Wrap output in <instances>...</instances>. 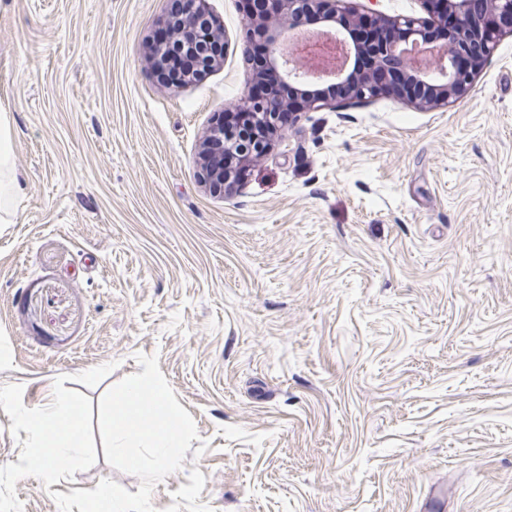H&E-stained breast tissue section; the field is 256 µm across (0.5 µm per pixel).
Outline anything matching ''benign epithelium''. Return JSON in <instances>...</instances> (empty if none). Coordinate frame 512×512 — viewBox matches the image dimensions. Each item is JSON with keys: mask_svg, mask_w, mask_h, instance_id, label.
Returning a JSON list of instances; mask_svg holds the SVG:
<instances>
[{"mask_svg": "<svg viewBox=\"0 0 512 512\" xmlns=\"http://www.w3.org/2000/svg\"><path fill=\"white\" fill-rule=\"evenodd\" d=\"M455 22L447 30L443 43L432 47L422 45L426 31L434 23L442 24L444 15L406 17L391 21L394 28L404 32L407 51L398 49L400 40L391 29L385 35L369 38L363 45L353 44L346 31L350 22L370 20L380 25L385 19L377 14L358 15L349 0H280L276 14L265 12L267 0H252L254 12L247 16L249 40L267 43L271 65L278 75V84L263 96L247 93L234 106L246 127L229 130L224 127V111L215 115L205 139L202 153L203 181L218 194L234 190L238 183L237 164H245L272 149L273 138L280 130L279 123L289 109L288 85L317 82L330 85L351 83L343 99L366 100L380 95H393L420 108L446 106L466 97L472 90L475 74L492 54L497 38L512 33V0H443ZM206 0H175L164 19L173 40L179 47L195 56L204 69L215 60L206 57L201 44L209 40L211 27L205 16ZM315 12L329 16L330 33L340 47L336 64L320 71L308 70L293 56L284 60L282 46L289 33L307 25ZM372 59L373 67L382 74H393V85H385L368 74L351 82L360 55Z\"/></svg>", "mask_w": 512, "mask_h": 512, "instance_id": "benign-epithelium-1", "label": "benign epithelium"}]
</instances>
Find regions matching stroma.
Here are the masks:
<instances>
[{"label": "stroma", "instance_id": "1", "mask_svg": "<svg viewBox=\"0 0 512 512\" xmlns=\"http://www.w3.org/2000/svg\"><path fill=\"white\" fill-rule=\"evenodd\" d=\"M161 82L168 0H0V109L24 185L0 223V386L100 401L154 355L198 438L155 512H512V34L474 87L300 112L229 195L200 179L253 71ZM111 372L93 387L76 374ZM16 484L23 512L110 479Z\"/></svg>", "mask_w": 512, "mask_h": 512}]
</instances>
